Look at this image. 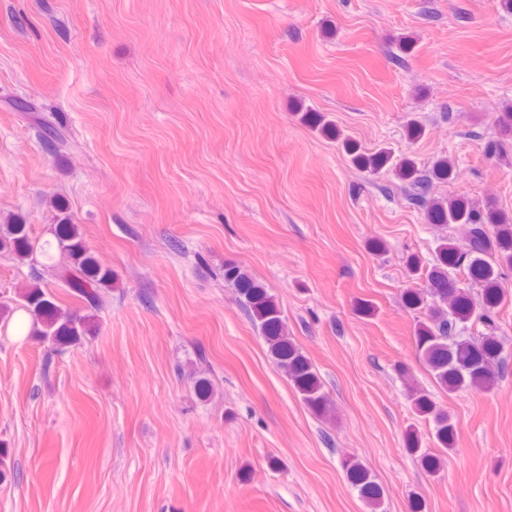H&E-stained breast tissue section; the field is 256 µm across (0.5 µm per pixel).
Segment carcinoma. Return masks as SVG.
<instances>
[{"label": "carcinoma", "instance_id": "cac0c4a2", "mask_svg": "<svg viewBox=\"0 0 512 512\" xmlns=\"http://www.w3.org/2000/svg\"><path fill=\"white\" fill-rule=\"evenodd\" d=\"M495 122L502 136L512 139V104L502 107ZM355 161L373 171L393 163L396 176L412 190L411 200L424 207L428 223L460 224L468 230L469 249L465 252L451 238L437 239L436 263L427 274L426 290L410 288L404 294V301L407 307L423 311L414 325L415 345L442 390L455 393L493 388L498 379L496 368L501 363V350L492 330V314L507 293L500 279L503 268H512V215L488 203L480 207L461 196L425 198L432 181L451 179L454 163L448 157L435 160L431 169L424 172L412 159L395 160L385 150L357 155ZM54 237V252H43L47 267L87 307L95 312L103 311L106 304L101 290L112 287V269L98 262L79 226L69 218L64 217L55 225ZM34 248L27 224L16 220L5 225L0 250L24 259ZM457 269L480 286V306H474L468 291L459 287L452 277ZM224 279L236 288L241 308L261 331L271 358L291 380L303 402L317 413H327L328 394L311 363L288 337L274 298L236 265L224 267ZM15 308L31 317L36 335L50 342L57 351L81 344L86 334L84 317L65 311L56 296L39 285L19 294ZM476 320L483 322L488 332L477 338L462 335L466 325ZM409 401L415 415L433 422V437L442 453L451 452L457 435L454 419L424 393L410 392ZM407 451L430 473L442 467V458L422 447L419 437L413 433L409 434ZM344 467L350 482L372 509H377L381 491L369 471L354 459L345 460Z\"/></svg>", "mask_w": 512, "mask_h": 512}]
</instances>
